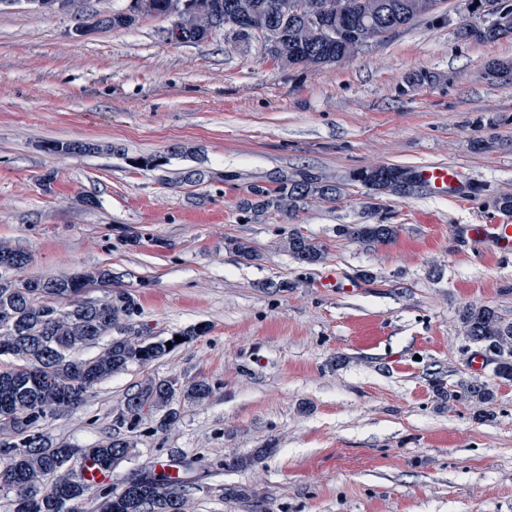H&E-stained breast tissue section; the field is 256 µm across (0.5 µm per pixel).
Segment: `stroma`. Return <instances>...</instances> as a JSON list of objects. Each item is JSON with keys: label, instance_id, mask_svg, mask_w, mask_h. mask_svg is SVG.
Here are the masks:
<instances>
[{"label": "stroma", "instance_id": "1", "mask_svg": "<svg viewBox=\"0 0 512 512\" xmlns=\"http://www.w3.org/2000/svg\"><path fill=\"white\" fill-rule=\"evenodd\" d=\"M128 4L0 7V242L28 259L7 277L108 269L140 304L133 333L208 331L103 381L41 432L84 448L113 435L142 380L204 378L211 397L177 401L172 431L143 418L113 487L174 458L192 465V512H512V383L494 381L481 417L432 384L493 381L491 364L471 367L479 348L461 332L465 305L512 319V259L451 235L500 220L484 203L512 189V83L488 71L512 58V42L456 38L455 22L482 20L471 0H442L448 23L422 20L315 71L275 65L259 43L235 47L220 32L167 41L161 18L75 37L77 18ZM49 140L115 150L53 155ZM143 155L164 163L135 166ZM429 163L458 167L473 193L392 197L373 216L367 189L348 179ZM299 169L346 180L344 197L292 221L244 220L250 183ZM190 170L204 183L169 186ZM372 218L398 225L394 244L366 249L336 233ZM292 227L325 246L323 264L302 268L277 249ZM231 237L260 260H240L224 246ZM332 269L363 291L320 287ZM255 454L252 466L231 464Z\"/></svg>", "mask_w": 512, "mask_h": 512}]
</instances>
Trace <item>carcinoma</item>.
Instances as JSON below:
<instances>
[{
    "label": "carcinoma",
    "mask_w": 512,
    "mask_h": 512,
    "mask_svg": "<svg viewBox=\"0 0 512 512\" xmlns=\"http://www.w3.org/2000/svg\"><path fill=\"white\" fill-rule=\"evenodd\" d=\"M233 3L250 22L242 34L226 33L224 41L234 45L261 43L267 59L274 64L303 71L336 63L339 55L353 58L369 48L357 41L350 45L320 43L316 32L300 16L294 15L295 0H136L135 7L104 16L106 29L132 28L145 18H166L186 40L201 42L212 36L213 11ZM349 17L334 15L325 22L335 27L356 26L363 15L388 13L403 18L412 11L414 0H345ZM481 41L512 39L511 29L481 26ZM378 197L408 198L422 184L412 170L401 166L360 169L350 176ZM344 183L322 174L292 172L273 181V185L253 184L242 210L255 222L278 211L293 218L311 202L335 203L341 199ZM396 224H340L337 233L364 248L386 246L396 241ZM225 247L245 261H256L260 254L242 238H227ZM279 248L301 267H311L326 259L322 244L297 229L288 230ZM94 283H112V272L96 269L76 276L52 279L0 278V309L10 308L13 318L0 320V492L14 496V512H81L83 501L94 496L100 512H191L189 483L179 473L144 469L126 479L138 487L129 495L123 490L85 479L82 470L71 462L90 458L101 468L112 470L130 458L134 441L111 436L88 448L76 449L53 443L35 431L41 421L60 409L64 394L71 393L74 406L85 404L103 380L138 365L146 367L170 353L167 343L179 346L176 339L150 340L116 336L114 332L139 312L137 299L130 293L112 292L111 310L98 318L90 311L92 302L81 291ZM465 338L483 349L492 374L502 382H512V320L487 305H467L460 315ZM107 340L92 357L80 351ZM437 395L450 402L476 407L493 403L494 385L487 381L463 380L454 389L433 380ZM212 394L205 380L180 385L178 379L148 378L126 393L125 404L137 400L149 407V414H160L157 427L165 432L179 422L172 407L177 397L188 402H204Z\"/></svg>",
    "instance_id": "1"
}]
</instances>
